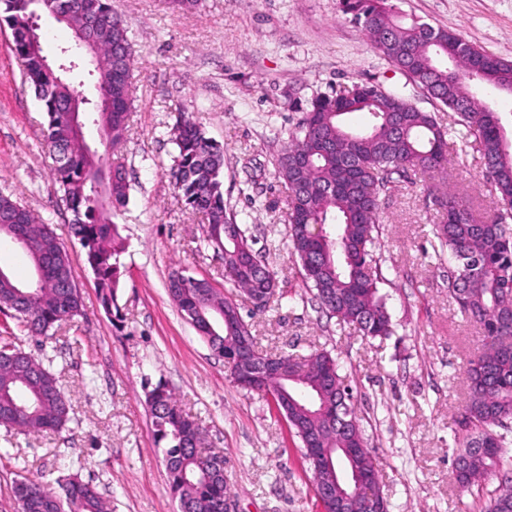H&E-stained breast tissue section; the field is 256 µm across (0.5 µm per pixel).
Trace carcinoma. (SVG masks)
I'll return each mask as SVG.
<instances>
[{
    "mask_svg": "<svg viewBox=\"0 0 512 512\" xmlns=\"http://www.w3.org/2000/svg\"><path fill=\"white\" fill-rule=\"evenodd\" d=\"M342 10L363 21L371 44L432 99L460 117L465 145L483 160L484 177L497 202L512 200V145L498 113L482 105L471 86L512 94V61L494 56L457 33L425 23L404 25L389 0H341ZM43 14L61 20L73 33L95 28L98 67L95 82L109 98L98 101L85 120L100 130L105 147L117 152L125 140L136 92L134 50L112 0H0V26L13 37L22 78L42 102L45 141L55 159V179L71 213V232L79 241L96 280L107 315L120 314L117 292L123 276L115 247L114 218L129 200L130 185L119 159L103 167L98 152L76 134L64 107L80 90L47 66L42 36L33 31ZM451 129L420 110L401 92L368 84L321 93L311 99L295 131L276 159L275 173L288 192L286 237L301 266L306 286L319 308L355 326L365 337L393 332L385 299L378 294L382 257L373 250L379 229V202L394 176L445 170L457 157ZM175 154L167 170L178 197L201 216L205 241L224 262V277L246 296L276 282L256 255L247 229L227 217L224 207V148L208 137L185 112L171 127ZM441 217L435 238L439 260H448L450 293L467 318L480 324L484 350L467 369L469 395L457 426H467V449L491 437L497 456L472 454L455 468L458 482L473 486L486 477L500 478L493 512H512V225L498 214L490 224L478 220L467 203L451 194L433 195ZM23 238L25 253L40 276L31 288L0 267V311H9L25 335L38 338L59 330L82 314L83 297L72 274L69 251L48 224L37 222L22 203L0 195V240ZM168 293L197 333L219 356L227 358L232 380L250 371L238 352L240 308L205 279L174 273ZM288 365V419L312 474V486L346 491L336 474L362 468L381 490L378 470L367 448L365 430L352 404V390L328 351L297 359L280 353ZM343 404L352 423L344 434L329 422ZM155 445L162 449L171 493L179 512H224L227 481L224 456L202 448L197 420L181 409L172 390L158 381L146 394ZM71 403L58 378L44 362L27 355L0 365V425L27 433H55L71 421ZM502 432H497V429ZM321 448H355L348 459L336 453L333 471L314 463ZM62 494L23 477L15 481L20 512H108L90 482L72 474L60 484Z\"/></svg>",
    "mask_w": 512,
    "mask_h": 512,
    "instance_id": "carcinoma-1",
    "label": "carcinoma"
}]
</instances>
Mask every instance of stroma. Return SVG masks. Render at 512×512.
<instances>
[{
  "mask_svg": "<svg viewBox=\"0 0 512 512\" xmlns=\"http://www.w3.org/2000/svg\"><path fill=\"white\" fill-rule=\"evenodd\" d=\"M392 2L403 23L455 32L512 60V0ZM112 6L129 28L137 86L122 151L129 200L115 219L126 269L116 318L101 307L69 232L41 134V103L21 79L10 30L0 29V193L53 226L73 258L84 302L74 325L40 344L0 312V341L15 337L17 346L51 361L73 409L58 434L0 426V512H17L18 476L53 487L72 471L96 485L110 512H177L145 404L149 384L160 380L202 426L206 448L224 456L234 512H318L299 440L268 397L235 386L168 294L178 270L250 310L166 174L181 107L223 145L227 211L288 289L281 306L251 320L261 347L299 358L321 349L338 355L392 512H479L499 480L468 490L458 483L453 462L466 438L453 421L482 335L450 296L448 266L434 252L438 214L429 194H458L474 215L491 218L497 205L477 153L464 148L444 172L398 182L381 199L378 289L395 325L386 338H364L326 316L306 291L285 238L287 193L275 176L278 154L317 94L371 83L405 89L443 124L455 114L410 85L343 14L340 0H203L188 13L172 12L167 0Z\"/></svg>",
  "mask_w": 512,
  "mask_h": 512,
  "instance_id": "1",
  "label": "stroma"
}]
</instances>
